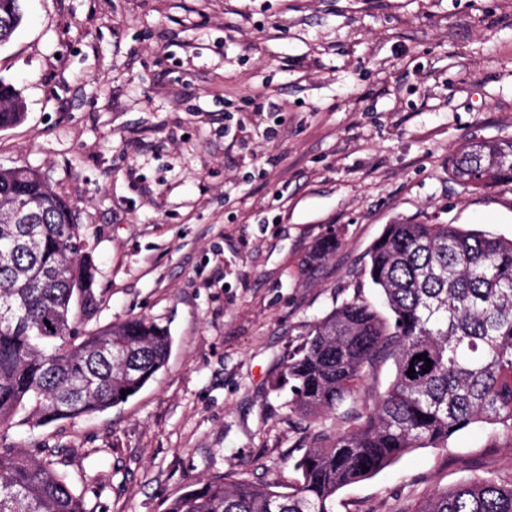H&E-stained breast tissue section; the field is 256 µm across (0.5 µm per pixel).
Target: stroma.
<instances>
[{
  "label": "stroma",
  "mask_w": 512,
  "mask_h": 512,
  "mask_svg": "<svg viewBox=\"0 0 512 512\" xmlns=\"http://www.w3.org/2000/svg\"><path fill=\"white\" fill-rule=\"evenodd\" d=\"M0 77L27 105L0 130V166L39 169L88 231V328L141 315L173 341L126 403L0 430L67 449L93 512H164L228 470L296 482L289 457L315 428L352 426L394 365L314 428L269 379L336 305L376 302L364 267L384 226L512 238V185L448 174L460 143L512 138V0H26ZM510 477L512 447L474 428L341 489L334 512H413Z\"/></svg>",
  "instance_id": "obj_1"
}]
</instances>
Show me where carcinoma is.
Wrapping results in <instances>:
<instances>
[{"label":"carcinoma","instance_id":"1","mask_svg":"<svg viewBox=\"0 0 512 512\" xmlns=\"http://www.w3.org/2000/svg\"><path fill=\"white\" fill-rule=\"evenodd\" d=\"M24 16V0H0V47ZM24 117L20 89L0 78V129ZM448 170L472 189L481 178L489 187L512 184V138L465 142ZM17 197L36 212L30 236L27 225L7 222ZM368 256L365 273L388 316L358 296L342 302L288 350L270 381L292 411L318 419L353 397L366 369L391 358L394 378L356 413L360 424L319 433L293 460L294 485L237 482L226 472L194 483L166 512H334L340 489L414 448H446L475 424L497 426L512 445V238L457 224H387ZM94 282L74 204L39 171L1 167V427L21 410L34 427L103 411L165 368L172 337L147 318L73 335L77 315L97 306ZM422 353L431 361L426 373L415 359ZM40 454L0 443V512H90L64 469L65 450L44 446ZM414 512H512V478L461 483Z\"/></svg>","mask_w":512,"mask_h":512}]
</instances>
